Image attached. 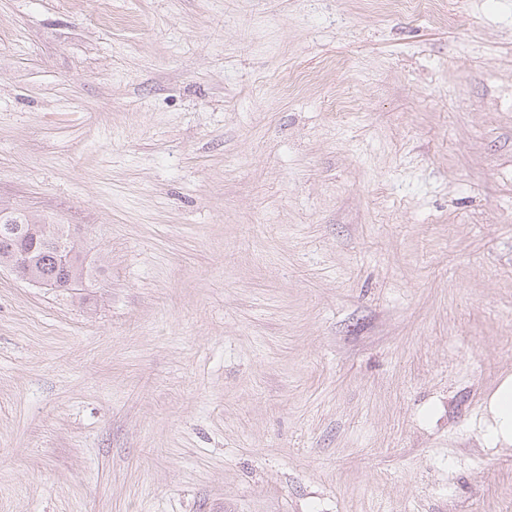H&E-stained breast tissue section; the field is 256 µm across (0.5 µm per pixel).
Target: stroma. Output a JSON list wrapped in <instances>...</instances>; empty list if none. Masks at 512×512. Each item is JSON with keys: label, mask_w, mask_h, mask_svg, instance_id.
Segmentation results:
<instances>
[{"label": "stroma", "mask_w": 512, "mask_h": 512, "mask_svg": "<svg viewBox=\"0 0 512 512\" xmlns=\"http://www.w3.org/2000/svg\"><path fill=\"white\" fill-rule=\"evenodd\" d=\"M0 0V512H512V0ZM15 219L24 224L25 214L18 213ZM0 233L4 237L25 234V228L21 224H12L5 218L1 221ZM34 234L26 238H1L0 235V263L6 260L14 250L24 248L26 251L15 252L6 263H1V267H6L19 278L35 284L41 288H75L76 285L85 279L83 264L79 261L77 255L74 256L70 265L64 267L57 261L66 264L75 253L77 244L69 239L66 248L59 246L55 252L53 241L61 237H67L58 224L38 225L33 228ZM36 268V269H35ZM41 277L52 280L54 284L43 281ZM481 431L492 447H512V375L503 378L491 394Z\"/></svg>", "instance_id": "obj_1"}]
</instances>
